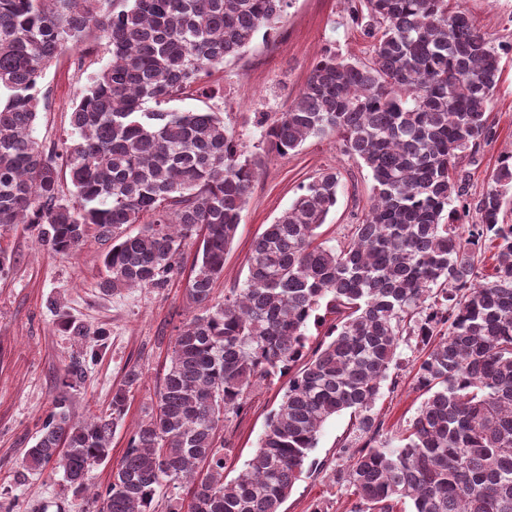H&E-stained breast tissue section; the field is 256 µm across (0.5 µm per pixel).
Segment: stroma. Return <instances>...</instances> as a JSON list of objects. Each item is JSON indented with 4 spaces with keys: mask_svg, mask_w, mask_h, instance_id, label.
<instances>
[{
    "mask_svg": "<svg viewBox=\"0 0 512 512\" xmlns=\"http://www.w3.org/2000/svg\"><path fill=\"white\" fill-rule=\"evenodd\" d=\"M448 6L465 11L474 26L492 39L501 57V80L490 105L497 138L478 149L469 167V200L474 203L488 190L500 158L512 151V0H449ZM326 50L359 58L370 53L368 42L350 21L344 0H289L278 29L257 34L243 54L214 72L205 94L169 105L176 112L206 106L223 112L226 125L258 163V178L224 256L216 298H223L225 289L242 287L254 239L288 208L300 186L318 170L336 169L340 179L337 203L320 229L323 240L332 245L343 241L370 206V176L356 159L340 151L335 138L310 139L298 151L280 157L267 152L255 127L260 113L287 108ZM106 61L101 54L85 56L69 49L49 67L43 83L50 91V103L34 126L38 141L56 145L68 137L71 104ZM0 249L9 257L5 273L0 274V502L8 503L12 512H35L40 504L47 505V512H95L90 493H74L61 475L26 470L25 452L57 397L67 398L73 419L88 418L108 409L112 387L120 382L125 367L138 365L141 382L112 440L110 456L88 475L92 485L107 484L129 431L156 400L175 328L190 314L187 282L182 279L164 289L131 288L114 297L102 295L97 283L103 274L101 256L106 245L93 230L71 255L42 246L21 225L0 234ZM54 298L60 300L62 313L50 310L48 302ZM63 313L106 332L84 380L69 387L62 384L66 369L71 358L85 353L86 345L63 329L59 319ZM399 379L398 388L383 391L376 403L391 430L405 425L419 405L410 365H401ZM285 387L282 380L258 386L247 413L227 423L223 433L231 442L235 467L253 456L266 419ZM348 427L345 414L324 424L306 471L282 512H314L318 506L324 512H349L350 498L329 480L332 468L344 464L338 444Z\"/></svg>",
    "mask_w": 512,
    "mask_h": 512,
    "instance_id": "1",
    "label": "stroma"
}]
</instances>
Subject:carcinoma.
<instances>
[{"label":"carcinoma","instance_id":"1","mask_svg":"<svg viewBox=\"0 0 512 512\" xmlns=\"http://www.w3.org/2000/svg\"><path fill=\"white\" fill-rule=\"evenodd\" d=\"M348 2L369 57L325 52L288 108L257 126L280 156L335 137L369 171L371 206L347 241L319 240L339 186L336 171H320L255 240L244 285L217 301L257 162L224 113L162 105L277 30L288 0H0V229L25 224L68 255L94 228L109 243L104 295L167 287L197 243L186 287L195 312L178 327L155 404L93 493L98 512H154L170 486L191 496L168 499V512H281L323 425L342 413L354 438L330 481L353 497L351 512H512V224L499 219L512 153L465 222L464 161L496 136L500 55L448 0ZM85 45L108 61L72 102L62 148L47 146L32 135L48 110L45 71ZM327 320L309 349V326ZM61 325L105 335L67 316ZM412 339L421 402L393 432L375 403ZM285 375L258 448L228 478L224 422ZM141 376L126 366L109 411L82 421L56 398L27 470L49 467L86 491Z\"/></svg>","mask_w":512,"mask_h":512}]
</instances>
